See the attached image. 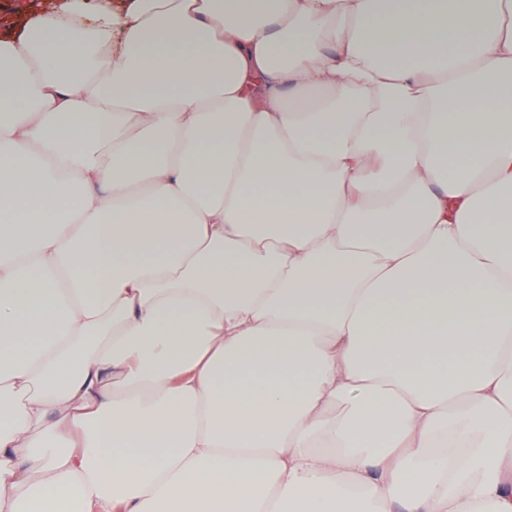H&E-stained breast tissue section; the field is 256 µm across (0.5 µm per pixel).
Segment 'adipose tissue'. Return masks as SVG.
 <instances>
[{"mask_svg": "<svg viewBox=\"0 0 512 512\" xmlns=\"http://www.w3.org/2000/svg\"><path fill=\"white\" fill-rule=\"evenodd\" d=\"M512 512V0H108L0 31V512Z\"/></svg>", "mask_w": 512, "mask_h": 512, "instance_id": "adipose-tissue-1", "label": "adipose tissue"}]
</instances>
